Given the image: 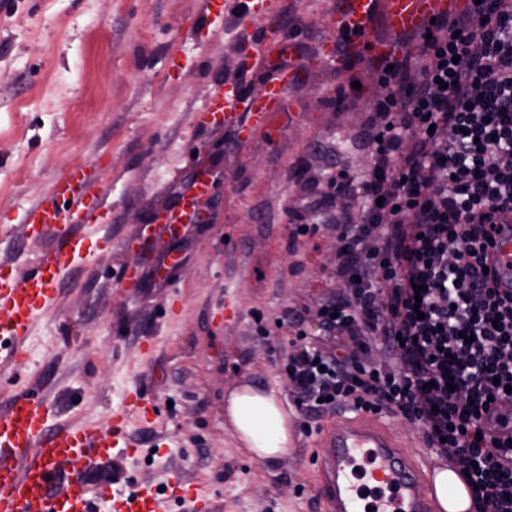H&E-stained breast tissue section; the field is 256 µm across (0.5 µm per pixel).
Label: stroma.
<instances>
[{"label": "stroma", "instance_id": "1", "mask_svg": "<svg viewBox=\"0 0 512 512\" xmlns=\"http://www.w3.org/2000/svg\"><path fill=\"white\" fill-rule=\"evenodd\" d=\"M254 2L0 0V263L35 261L24 211L72 166L93 169L104 194L99 230L32 328L26 386L73 427L105 422L136 386L158 405L151 422L130 423L110 479L90 472L96 512H113L129 482L157 489L174 473L188 492L164 512H198L203 498L214 512H316L317 435L302 432L301 411L288 456L261 462L226 429L224 398L246 381L289 396L279 368L296 330L330 342L315 310L340 289L336 233L293 237L289 214L326 177L370 166L374 94L366 70L339 76L320 62L339 0H270L263 32L239 20ZM288 64L303 76L275 120L282 133L243 143L236 129L197 126L217 83L254 89ZM201 169L214 183L208 223H151ZM140 234L137 256L125 242ZM229 302L240 318L227 324ZM286 308L299 328L277 327Z\"/></svg>", "mask_w": 512, "mask_h": 512}]
</instances>
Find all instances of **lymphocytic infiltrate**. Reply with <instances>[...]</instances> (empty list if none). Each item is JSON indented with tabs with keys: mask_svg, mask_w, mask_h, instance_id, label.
Here are the masks:
<instances>
[{
	"mask_svg": "<svg viewBox=\"0 0 512 512\" xmlns=\"http://www.w3.org/2000/svg\"><path fill=\"white\" fill-rule=\"evenodd\" d=\"M415 55L374 76L371 169L329 178L318 203L336 212L344 287L315 315L336 344L296 335L283 377L307 418L421 425L472 487L473 512H512V443L486 423L512 403V272L499 288L485 273L512 213V0L443 19Z\"/></svg>",
	"mask_w": 512,
	"mask_h": 512,
	"instance_id": "f902f5d3",
	"label": "lymphocytic infiltrate"
}]
</instances>
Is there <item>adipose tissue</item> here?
I'll return each mask as SVG.
<instances>
[{
  "label": "adipose tissue",
  "instance_id": "ef3b65f1",
  "mask_svg": "<svg viewBox=\"0 0 512 512\" xmlns=\"http://www.w3.org/2000/svg\"><path fill=\"white\" fill-rule=\"evenodd\" d=\"M224 413L233 438L256 459L288 455L291 445L288 410L275 390L253 383L226 396Z\"/></svg>",
  "mask_w": 512,
  "mask_h": 512
}]
</instances>
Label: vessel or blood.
Here are the masks:
<instances>
[{
  "label": "vessel or blood",
  "instance_id": "b4317fda",
  "mask_svg": "<svg viewBox=\"0 0 512 512\" xmlns=\"http://www.w3.org/2000/svg\"><path fill=\"white\" fill-rule=\"evenodd\" d=\"M459 0H342L333 15L332 38L323 43L321 60L336 74L356 64L384 69L398 59L399 46L372 33L383 14L395 33L430 28L457 8ZM298 79L295 67L280 69L253 92L235 81L218 84L197 115L216 129L236 119L249 131L266 129L273 114L283 112L288 89ZM212 182L200 175L174 207L153 213L155 224H188L208 195ZM97 182L84 168L60 176L24 211L27 240L43 249L29 268L0 265V367H14L25 351L35 320L52 301L90 228L99 217L90 202L99 198ZM512 262V231L502 230L490 250V278ZM157 406L141 390L113 410L109 421L91 428L54 425L40 399L14 393L0 410V512H93L82 466L106 461L129 445L130 413L150 421ZM320 473L319 512H436V461L416 463L382 425L354 419L328 430L315 457ZM158 498L135 489L117 497L114 512H156Z\"/></svg>",
  "mask_w": 512,
  "mask_h": 512
}]
</instances>
